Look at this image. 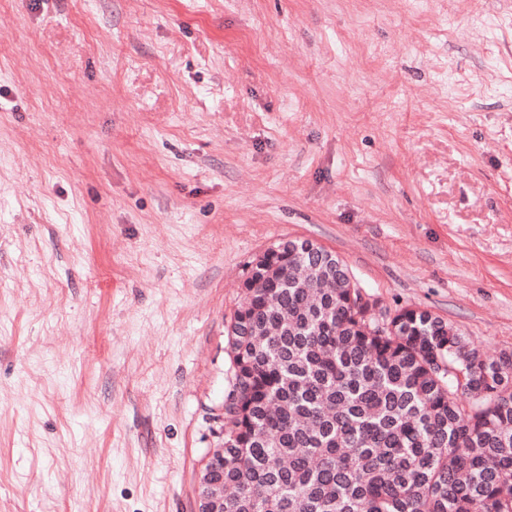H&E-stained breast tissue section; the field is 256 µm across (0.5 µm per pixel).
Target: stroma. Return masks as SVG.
<instances>
[{
	"label": "stroma",
	"mask_w": 512,
	"mask_h": 512,
	"mask_svg": "<svg viewBox=\"0 0 512 512\" xmlns=\"http://www.w3.org/2000/svg\"><path fill=\"white\" fill-rule=\"evenodd\" d=\"M288 238L512 351V0H0V512H197Z\"/></svg>",
	"instance_id": "1"
}]
</instances>
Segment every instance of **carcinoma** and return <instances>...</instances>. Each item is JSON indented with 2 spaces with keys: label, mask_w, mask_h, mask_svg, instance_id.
I'll use <instances>...</instances> for the list:
<instances>
[{
  "label": "carcinoma",
  "mask_w": 512,
  "mask_h": 512,
  "mask_svg": "<svg viewBox=\"0 0 512 512\" xmlns=\"http://www.w3.org/2000/svg\"><path fill=\"white\" fill-rule=\"evenodd\" d=\"M227 336L224 512H512V352L266 250Z\"/></svg>",
  "instance_id": "cac0c4a2"
}]
</instances>
